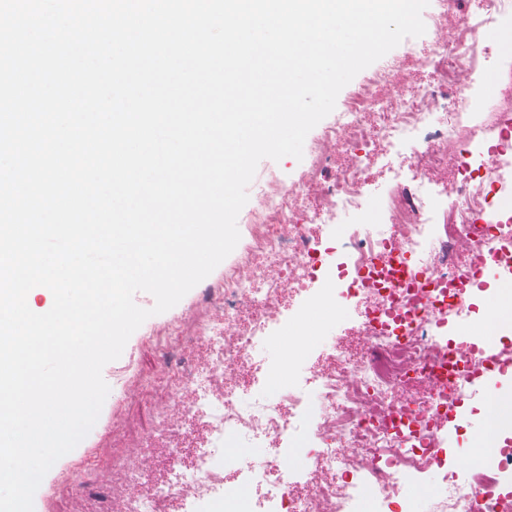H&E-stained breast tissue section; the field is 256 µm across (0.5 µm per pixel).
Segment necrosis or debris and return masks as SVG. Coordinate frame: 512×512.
<instances>
[{
	"label": "necrosis or debris",
	"instance_id": "1",
	"mask_svg": "<svg viewBox=\"0 0 512 512\" xmlns=\"http://www.w3.org/2000/svg\"><path fill=\"white\" fill-rule=\"evenodd\" d=\"M432 19L434 50L422 65L423 86L374 80L345 103L335 122L309 146L310 163L297 180L271 178L258 195L252 243L224 270V322L203 326L195 347L207 351L193 372L164 371L170 392L159 433L172 422L203 420L206 435L185 462L168 448L166 479L129 502L123 512H214L217 497L233 512H254L249 484L228 482V439L279 445L291 441L289 461L257 453L249 483L265 484L276 512H354L364 488L379 504L401 497L404 483L445 470L437 512H512V492L499 488L512 472V447L498 448L489 470L458 481L447 469L442 432L487 370L512 367V345L488 357L472 341L448 340L450 323L470 310L488 259L512 269V216L483 223L496 199L512 195V57L502 58L490 118L468 126L460 110L481 90L479 66L492 53L480 31L512 30V0H479L476 20L456 21L459 0H439ZM410 146L416 170L439 178L434 203L410 187L388 191L381 234L350 236L349 262H337L317 229L337 212L362 210L366 171L378 144ZM348 150L349 165L330 163ZM348 278L345 299L363 303L355 345H336L313 382L316 405H304L294 380L303 339L289 341L273 363L285 388L271 398H242L228 385L249 373L252 348L268 340L283 303L308 284ZM294 479H286L285 467Z\"/></svg>",
	"mask_w": 512,
	"mask_h": 512
}]
</instances>
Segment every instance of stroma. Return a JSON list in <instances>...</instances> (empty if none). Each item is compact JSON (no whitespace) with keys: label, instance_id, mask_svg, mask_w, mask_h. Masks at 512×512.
Wrapping results in <instances>:
<instances>
[{"label":"stroma","instance_id":"stroma-1","mask_svg":"<svg viewBox=\"0 0 512 512\" xmlns=\"http://www.w3.org/2000/svg\"><path fill=\"white\" fill-rule=\"evenodd\" d=\"M400 156L389 161H377L368 171L367 191L369 199L362 213L340 214L335 223L325 225L322 240L335 247L337 259H344V233L356 224L374 229L379 224L380 206L385 192L393 188L391 165L400 164ZM306 161L292 157L280 161L262 160L247 192L249 200L241 210L237 225L240 243L230 254V261H237L250 241L249 215L256 206L255 195L269 175H277L291 181L306 169ZM500 282L491 272H483L480 287L472 291L473 313L463 316L448 327L449 337L461 336L463 330L485 323V312L497 299ZM361 308L348 304L346 310H308L304 303H297L285 314L280 335H287L295 325L309 329V343L303 362L312 365L324 360L330 348L321 336L323 330L335 327L337 341L343 342L356 336ZM224 313V269L216 267L202 282L190 290L170 310L148 318L129 338L123 350L122 374L128 391H115L112 398V426L101 430L89 453L95 458L94 465L80 461L66 467L53 466L42 482L40 512H119L120 501L114 499L117 489H124L126 498L149 492L162 473L163 460L168 444L157 443V452L150 466L141 468L137 480L121 483L112 473L115 460L133 456L138 446L152 440L157 428L158 416L168 403L167 392L157 386L155 379L160 368L169 365L189 369L196 360L171 342V331H178L183 340L194 338L204 322H219ZM497 398L512 404V370L493 372L478 381L475 396L458 411L450 425L449 461H470L472 468H489L494 448L512 442V425L501 419L490 418L485 410L487 399Z\"/></svg>","mask_w":512,"mask_h":512}]
</instances>
